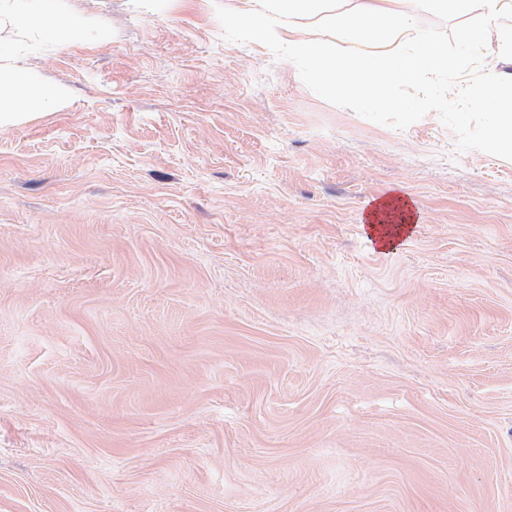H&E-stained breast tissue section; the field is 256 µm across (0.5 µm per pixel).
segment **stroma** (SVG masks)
Here are the masks:
<instances>
[{"label": "stroma", "mask_w": 512, "mask_h": 512, "mask_svg": "<svg viewBox=\"0 0 512 512\" xmlns=\"http://www.w3.org/2000/svg\"><path fill=\"white\" fill-rule=\"evenodd\" d=\"M235 3L0 0V512H512V160ZM411 213L409 202L400 196L378 199L370 214L371 237L386 248L413 222Z\"/></svg>", "instance_id": "1"}]
</instances>
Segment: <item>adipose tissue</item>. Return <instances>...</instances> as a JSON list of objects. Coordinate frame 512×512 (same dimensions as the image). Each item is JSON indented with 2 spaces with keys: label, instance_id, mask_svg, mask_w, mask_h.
Instances as JSON below:
<instances>
[{
  "label": "adipose tissue",
  "instance_id": "ef3b65f1",
  "mask_svg": "<svg viewBox=\"0 0 512 512\" xmlns=\"http://www.w3.org/2000/svg\"><path fill=\"white\" fill-rule=\"evenodd\" d=\"M460 2L480 20L478 27L463 31L468 41L492 42L501 18L512 15V0ZM319 14L347 39L343 54L309 38L305 21ZM235 20L254 42L286 46L289 61L305 65L317 89L361 100L374 109L413 113L410 101L388 96L390 87L425 75L451 74L460 67L442 45L412 37L401 0H237ZM401 38L410 39L408 50L378 52L380 42ZM412 221L408 201L381 198L370 214V234L384 248Z\"/></svg>",
  "mask_w": 512,
  "mask_h": 512
}]
</instances>
